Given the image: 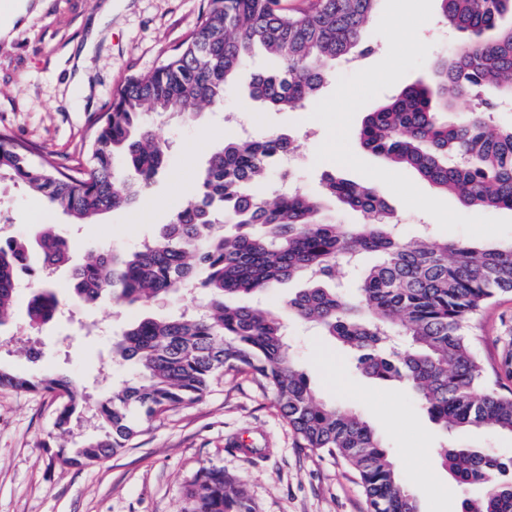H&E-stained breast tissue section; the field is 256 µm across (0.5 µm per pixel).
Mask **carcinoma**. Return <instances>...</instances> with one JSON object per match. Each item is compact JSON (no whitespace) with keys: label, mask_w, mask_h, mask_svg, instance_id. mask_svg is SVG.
<instances>
[{"label":"carcinoma","mask_w":512,"mask_h":512,"mask_svg":"<svg viewBox=\"0 0 512 512\" xmlns=\"http://www.w3.org/2000/svg\"><path fill=\"white\" fill-rule=\"evenodd\" d=\"M378 2L309 0L288 14L279 0H207L177 53L113 91L85 170L36 164L30 145L0 130V174L82 222L130 205L166 160L167 143L147 123L148 114L192 119L204 106L223 108L229 81L258 47L281 66L254 75L249 96L268 108L302 110L325 83L326 61L370 50L368 25ZM438 2L443 21L464 40L451 56L432 60L427 82L405 86L364 115L360 145L467 207L512 210V125L494 119L495 107L512 100V23H506L512 0ZM461 99H475L477 107L452 112ZM296 148L277 132L226 141L199 176L197 193L179 204L157 238L133 251L90 253L71 268V288L89 304L108 293L132 306L193 288L206 289L210 299L200 311L145 317L112 337L113 357L131 364L136 377L98 403L104 434L60 450L62 465L89 467L126 447L138 434L135 412L153 418L199 403L224 376L250 373L272 395L297 447L326 453L355 472L369 512H418L370 425L340 404L321 402L296 369L279 318L225 303L228 295L262 292L296 277L307 287L288 299V309L338 341L363 374L406 385L447 432L473 427L512 434V392L501 391L502 380L512 379V350L492 382L474 347L482 311L512 294V243L405 241L372 184L332 174L325 193L373 222L326 223L322 201L297 188L273 201L250 191ZM35 245L47 275L70 261L67 240L49 227ZM364 253L377 254L378 262L362 270L352 299L336 285V268L358 266ZM27 255L23 240L0 244V326L12 315L15 269ZM58 309L51 285L34 289L33 324L51 321ZM0 387L56 394L61 428L83 401L64 375L0 369ZM437 455L459 484L483 489L481 498L462 502V512H512L511 458L453 445ZM186 498L187 512H252L243 485L221 469L201 470Z\"/></svg>","instance_id":"obj_1"}]
</instances>
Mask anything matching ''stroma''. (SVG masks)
I'll use <instances>...</instances> for the list:
<instances>
[{"instance_id": "35a3bbf8", "label": "stroma", "mask_w": 512, "mask_h": 512, "mask_svg": "<svg viewBox=\"0 0 512 512\" xmlns=\"http://www.w3.org/2000/svg\"><path fill=\"white\" fill-rule=\"evenodd\" d=\"M207 0H28L5 37H0V129L37 146L70 167L87 164L94 123L112 90L144 74L175 52L195 27ZM104 23L86 59L89 93L82 111H72L67 89L71 63L83 48L96 16ZM278 66L258 51L224 95V109L155 123L167 141L164 169L147 192L129 206L100 214L94 223L74 224L9 176L0 177V240L27 239L49 224L67 239L75 258L103 248L136 249L158 235L177 201L193 195L211 153L248 127L254 137L279 131L297 140L290 166L296 183L322 196V177L353 181L359 173L339 164L316 162L326 129L309 110L274 111L250 99L246 85L258 71ZM378 191L394 214L400 236L413 240H461L430 215L407 208L386 186ZM67 269L51 281L62 315L30 327L27 306L33 276L23 275L13 319L0 327V367L34 375L65 374L83 395L84 409L66 429L55 425L57 396L0 388V512H184L185 488L199 470L217 468L239 478L254 512H367L355 474L333 457L297 447L293 432L250 375H229L200 403L142 423L140 434L112 457L82 468L62 466L59 446L76 447L97 433L90 406L132 376L131 365L113 361L112 336L148 314L202 308L200 289L143 306L127 307L102 297L87 305L74 297ZM297 368L323 401L356 410L381 438L420 512H461L464 499L480 496L451 478L435 450L443 431L399 383L362 375L343 350L311 326L289 319ZM512 340V295L499 297L485 312L477 350L486 366L497 364ZM254 447L247 456L238 441Z\"/></svg>"}]
</instances>
